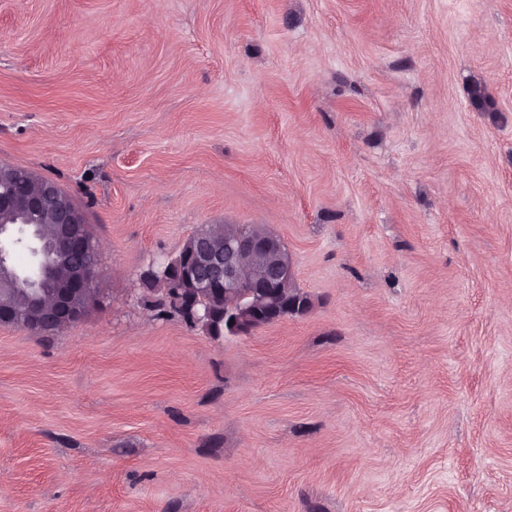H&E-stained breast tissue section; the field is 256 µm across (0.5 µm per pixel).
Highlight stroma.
Listing matches in <instances>:
<instances>
[{"label": "stroma", "instance_id": "stroma-1", "mask_svg": "<svg viewBox=\"0 0 512 512\" xmlns=\"http://www.w3.org/2000/svg\"><path fill=\"white\" fill-rule=\"evenodd\" d=\"M1 165L102 279L0 324V512H512V0H0ZM222 224L308 313L152 291Z\"/></svg>", "mask_w": 512, "mask_h": 512}]
</instances>
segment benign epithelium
<instances>
[{
	"mask_svg": "<svg viewBox=\"0 0 512 512\" xmlns=\"http://www.w3.org/2000/svg\"><path fill=\"white\" fill-rule=\"evenodd\" d=\"M0 210L10 212L13 224H36L47 210L53 223L69 228L68 251L62 252L30 230V252L38 278L16 273L13 285L34 298L37 317L16 310L0 312V322H11L42 333L55 326L81 320L98 297L99 249L82 231L85 213L56 184L40 180L35 188L19 195L11 181L0 179ZM194 244L182 249L157 275L170 287L165 298L182 310L195 325H212L211 335L245 336L257 328L290 314H305L310 303L298 296L288 303L294 287V267L282 241L260 224L224 225V248L212 247L205 237L193 236ZM71 267L65 278L56 276L62 265ZM224 290V318L215 317L200 295Z\"/></svg>",
	"mask_w": 512,
	"mask_h": 512,
	"instance_id": "benign-epithelium-1",
	"label": "benign epithelium"
}]
</instances>
